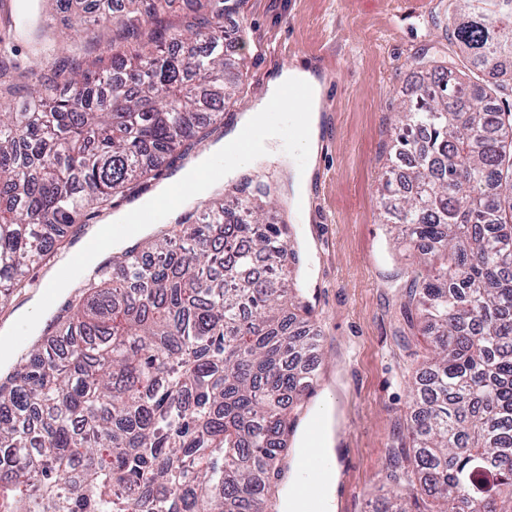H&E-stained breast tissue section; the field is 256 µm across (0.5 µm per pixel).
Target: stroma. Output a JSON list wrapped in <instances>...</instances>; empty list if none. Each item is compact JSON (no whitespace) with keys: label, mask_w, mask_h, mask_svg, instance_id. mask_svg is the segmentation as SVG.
Returning a JSON list of instances; mask_svg holds the SVG:
<instances>
[{"label":"stroma","mask_w":512,"mask_h":512,"mask_svg":"<svg viewBox=\"0 0 512 512\" xmlns=\"http://www.w3.org/2000/svg\"><path fill=\"white\" fill-rule=\"evenodd\" d=\"M447 0H240L247 31L243 93L216 129L223 138L271 75L322 54L343 89L324 103L334 137L322 142L305 211L293 210L289 172L274 156L247 166L270 186L268 222L287 225L300 244L296 271L320 330L325 373L312 408L335 409L340 480L334 512H376L385 469L400 444L408 384L431 350L407 335L401 315L406 261L381 220L390 120L414 81L412 62L434 47L453 52Z\"/></svg>","instance_id":"1"}]
</instances>
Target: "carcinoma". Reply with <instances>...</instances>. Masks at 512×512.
<instances>
[{
  "mask_svg": "<svg viewBox=\"0 0 512 512\" xmlns=\"http://www.w3.org/2000/svg\"><path fill=\"white\" fill-rule=\"evenodd\" d=\"M83 63L42 46L38 99L0 111V305L37 287L86 224L213 132L239 92L238 0H56ZM456 57L396 112L384 223L415 263L406 288L434 349L410 390L391 512H512V0H448ZM16 23L0 25V77ZM188 213L93 266L0 383V512H268L288 404L318 358L285 285L287 228L264 223V186Z\"/></svg>",
  "mask_w": 512,
  "mask_h": 512,
  "instance_id": "1",
  "label": "carcinoma"
}]
</instances>
